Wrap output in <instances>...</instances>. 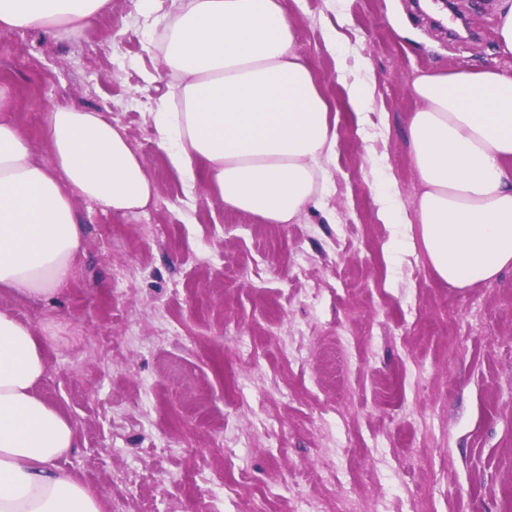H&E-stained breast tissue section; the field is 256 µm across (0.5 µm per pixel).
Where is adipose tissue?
<instances>
[{
    "instance_id": "obj_1",
    "label": "adipose tissue",
    "mask_w": 512,
    "mask_h": 512,
    "mask_svg": "<svg viewBox=\"0 0 512 512\" xmlns=\"http://www.w3.org/2000/svg\"><path fill=\"white\" fill-rule=\"evenodd\" d=\"M111 0H0V32L71 38ZM158 49L178 78L152 120L173 170L204 179L226 208L266 224H296L316 204L337 125L310 63L296 50L288 0H171ZM405 130L420 191L379 217L401 227L397 246L422 247L436 276L457 287L512 270V71L423 72ZM0 83V288L25 297L69 286L85 229L73 197L112 215L142 213L157 194L127 129L93 109L54 108L43 163L8 118ZM47 370L31 328L0 311V512H103L61 466L74 427L37 392Z\"/></svg>"
}]
</instances>
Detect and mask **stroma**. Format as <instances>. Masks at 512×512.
Returning a JSON list of instances; mask_svg holds the SVG:
<instances>
[{
  "label": "stroma",
  "instance_id": "obj_1",
  "mask_svg": "<svg viewBox=\"0 0 512 512\" xmlns=\"http://www.w3.org/2000/svg\"><path fill=\"white\" fill-rule=\"evenodd\" d=\"M458 2L467 44L449 40L439 0H290L339 133L328 193L296 224L259 223L172 170L150 114L173 80L136 0H112L71 39L6 34L0 81L38 154L50 109L106 112L158 190L133 218L74 198L86 241L63 295L0 289V311L45 344L40 394L76 429L62 465L104 512H288L296 491L335 488L368 512H512V270L452 287L392 251L378 217L388 194L407 206L419 191L413 77L512 68L495 52L494 0ZM340 65L374 84L365 128Z\"/></svg>",
  "mask_w": 512,
  "mask_h": 512
}]
</instances>
